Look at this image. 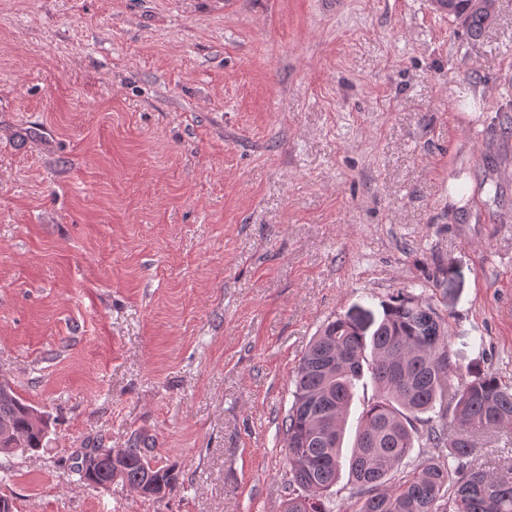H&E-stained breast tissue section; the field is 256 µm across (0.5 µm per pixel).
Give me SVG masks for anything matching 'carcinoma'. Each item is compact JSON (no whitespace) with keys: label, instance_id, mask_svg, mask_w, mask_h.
<instances>
[{"label":"carcinoma","instance_id":"1","mask_svg":"<svg viewBox=\"0 0 512 512\" xmlns=\"http://www.w3.org/2000/svg\"><path fill=\"white\" fill-rule=\"evenodd\" d=\"M479 36L491 19V0H437ZM455 373L448 323L430 304L397 296L380 322L338 317L315 336L293 380L282 422L288 496L282 512H336L331 488L348 467L356 488L351 512H512V464L490 471L476 462L481 437L512 424V386L483 368L454 393L456 434L448 438L442 402ZM375 392L363 405L349 457L342 444L349 408L364 375ZM435 412L437 417L428 416ZM0 453L43 447L48 419L12 388L0 393ZM430 456L418 463L415 449ZM92 487L126 484L152 500L179 480L133 442L113 457L88 448L73 467Z\"/></svg>","mask_w":512,"mask_h":512}]
</instances>
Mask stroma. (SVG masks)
<instances>
[{
    "mask_svg": "<svg viewBox=\"0 0 512 512\" xmlns=\"http://www.w3.org/2000/svg\"><path fill=\"white\" fill-rule=\"evenodd\" d=\"M400 293L512 384V0H0L15 512H281L303 353ZM136 440L162 500L71 470ZM436 3L449 15L463 18L474 37L482 33L491 19V0H437ZM35 412L40 415H36ZM6 426L9 434L2 435ZM48 431V419L22 399L11 386L0 393V453H12L21 449L38 450L43 448Z\"/></svg>",
    "mask_w": 512,
    "mask_h": 512,
    "instance_id": "obj_1",
    "label": "stroma"
}]
</instances>
